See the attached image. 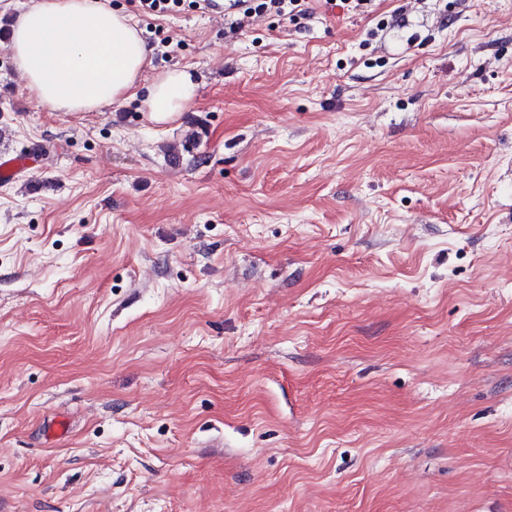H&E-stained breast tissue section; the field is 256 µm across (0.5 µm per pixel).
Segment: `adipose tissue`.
I'll use <instances>...</instances> for the list:
<instances>
[{
  "instance_id": "ef3b65f1",
  "label": "adipose tissue",
  "mask_w": 512,
  "mask_h": 512,
  "mask_svg": "<svg viewBox=\"0 0 512 512\" xmlns=\"http://www.w3.org/2000/svg\"><path fill=\"white\" fill-rule=\"evenodd\" d=\"M9 51L30 96L54 111L94 112L136 98L149 120L167 124L198 94L183 69L141 84L146 43L110 0H29L13 21Z\"/></svg>"
}]
</instances>
